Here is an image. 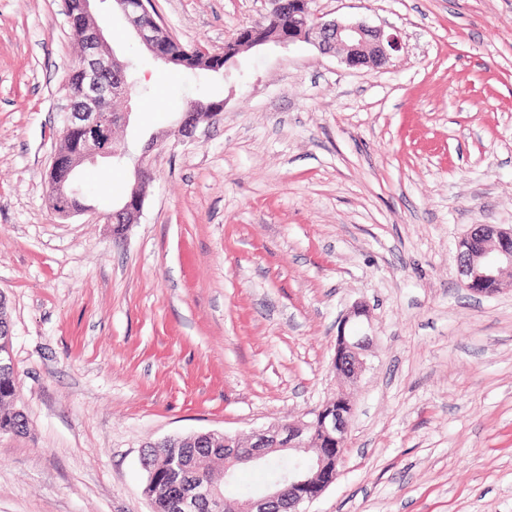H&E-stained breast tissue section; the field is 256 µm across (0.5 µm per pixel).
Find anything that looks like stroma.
<instances>
[{"mask_svg": "<svg viewBox=\"0 0 512 512\" xmlns=\"http://www.w3.org/2000/svg\"><path fill=\"white\" fill-rule=\"evenodd\" d=\"M67 0H0V296L14 406L0 512H153L146 445L310 419L337 386L342 316L367 305L370 367L336 480L308 512H512V289L460 283L458 241L512 225V0H312L396 33L381 68L299 42L224 75L156 64L95 0L137 94L128 156L84 166L86 212L52 209L48 172L78 56ZM209 50L269 0H153ZM223 99L196 136L189 101ZM154 180L122 238L104 214L144 144ZM200 100L211 102V101H219L213 102L206 107L201 106V103L195 100L190 101L182 113V118L173 131L174 136L178 139L181 138H190L192 137L193 131L195 130L197 124L200 121L205 119L213 118L221 114L224 110V101H220L221 99L213 98V97H204L200 98Z\"/></svg>", "mask_w": 512, "mask_h": 512, "instance_id": "1", "label": "stroma"}]
</instances>
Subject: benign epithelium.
<instances>
[{
    "label": "benign epithelium",
    "instance_id": "7a95c632",
    "mask_svg": "<svg viewBox=\"0 0 512 512\" xmlns=\"http://www.w3.org/2000/svg\"><path fill=\"white\" fill-rule=\"evenodd\" d=\"M91 2L79 0V13L72 22L71 34L82 39L84 49L79 60L81 85L79 93L71 97L66 112L60 144L70 149L71 166L76 168L94 163L100 158L124 159L126 150L111 152L108 144L112 129L129 120L130 103L135 92L127 80L126 62L107 44L103 29L96 22ZM312 0H272V10L288 15V35L278 40L286 46L297 41H311L325 53L336 52L350 67L384 64L400 50L398 36L381 27L363 21H324L310 8ZM112 8L132 26L135 34L156 59L172 61L161 51L163 39L174 40L160 23L144 21L148 12L147 0H112ZM224 111V102H213L205 107L190 101L173 131L177 138H190L197 124ZM153 180L149 164L140 162L135 180L125 200L106 214V223L117 234L130 224L128 217L142 209L147 189ZM75 192L73 184L52 189L54 212L62 218L79 213L69 207L67 199ZM456 267L461 284L471 293L490 296L504 288H512V225L503 228L494 224H476L458 242ZM373 337L355 331H341L337 337L332 369L336 373V409L328 408L330 401L314 412L311 420L274 422L256 431L251 441L244 444L236 436L217 433H197L204 442L220 438L224 446V483L233 482L237 469L261 465L269 455L278 452L293 456L304 452L310 464L302 471L288 470L261 491L242 500L221 492L210 483L188 481L182 483L180 493L170 504L172 512H272L274 506L288 502V512H302L301 506L317 500L335 481L325 472V450L313 447L317 430L321 440L336 445V463L345 456L351 426V404L348 388L355 385L368 369L367 357Z\"/></svg>",
    "mask_w": 512,
    "mask_h": 512
}]
</instances>
